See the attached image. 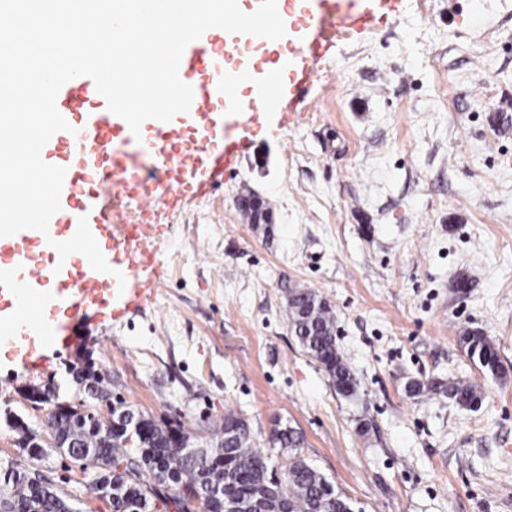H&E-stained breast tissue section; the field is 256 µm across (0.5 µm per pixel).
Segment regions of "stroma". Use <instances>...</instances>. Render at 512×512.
<instances>
[{
	"label": "stroma",
	"instance_id": "35a3bbf8",
	"mask_svg": "<svg viewBox=\"0 0 512 512\" xmlns=\"http://www.w3.org/2000/svg\"><path fill=\"white\" fill-rule=\"evenodd\" d=\"M256 195L269 224L240 201ZM150 302L101 313L67 348L0 353V471L30 461L6 423L45 441L39 471L78 512H112L93 472L50 447L26 387L82 398L91 357L111 401L200 440L237 411L271 468L291 426L357 512H512V0H401L339 42L295 111L269 107L236 173L165 211ZM336 316L354 396L337 393L288 324V291ZM479 330L508 375L461 341ZM462 379L479 409L411 380Z\"/></svg>",
	"mask_w": 512,
	"mask_h": 512
}]
</instances>
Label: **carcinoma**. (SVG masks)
I'll return each mask as SVG.
<instances>
[{"label": "carcinoma", "mask_w": 512, "mask_h": 512, "mask_svg": "<svg viewBox=\"0 0 512 512\" xmlns=\"http://www.w3.org/2000/svg\"><path fill=\"white\" fill-rule=\"evenodd\" d=\"M288 321L301 347L323 367L336 391L353 394L355 378L338 348L335 317L327 302L313 290L295 288L288 296ZM462 340L486 373L505 374L491 339L470 334ZM73 378L87 393L104 392L105 378L92 363L73 372ZM408 391L443 393L468 409L482 402L480 391L463 380L412 381ZM134 417L142 421L147 435L131 441L125 432L101 438L112 428L113 411L108 419L77 411L54 419L56 437L72 445L68 454L97 467L112 484V512H169L156 508V486L165 483L176 490L185 486L196 496L193 502L180 500L179 512H224L225 504L232 501L239 504L236 512H354L349 499L305 459L303 438L289 426L274 434L273 442L287 453L278 476L253 448L248 424L235 411L225 413L224 423L215 428L208 459L186 456L173 447L170 424L160 425L138 412ZM0 500L3 512H72L54 486L13 469L0 479Z\"/></svg>", "instance_id": "1"}]
</instances>
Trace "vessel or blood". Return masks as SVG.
Instances as JSON below:
<instances>
[{
	"label": "vessel or blood",
	"mask_w": 512,
	"mask_h": 512,
	"mask_svg": "<svg viewBox=\"0 0 512 512\" xmlns=\"http://www.w3.org/2000/svg\"><path fill=\"white\" fill-rule=\"evenodd\" d=\"M298 35L290 41L208 29L190 43L179 76L193 89L189 112L149 119L139 133L113 114L87 76L65 83L56 106L70 131L54 134L45 162L65 167L61 209L48 233L26 229L0 237V348L38 351L77 342L99 310L146 302L145 274L163 230L158 206L207 188L240 164L249 128L269 103L296 105L319 78L341 36L374 30L395 0H277ZM111 273L85 256L60 259L54 244L70 239L80 217Z\"/></svg>",
	"instance_id": "vessel-or-blood-1"
}]
</instances>
